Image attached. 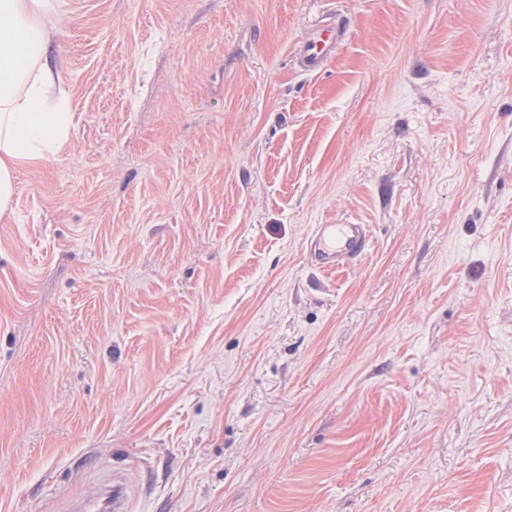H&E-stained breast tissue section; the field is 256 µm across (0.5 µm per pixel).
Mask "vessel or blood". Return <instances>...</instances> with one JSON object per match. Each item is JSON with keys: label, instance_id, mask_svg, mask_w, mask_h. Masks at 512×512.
Segmentation results:
<instances>
[{"label": "vessel or blood", "instance_id": "vessel-or-blood-1", "mask_svg": "<svg viewBox=\"0 0 512 512\" xmlns=\"http://www.w3.org/2000/svg\"><path fill=\"white\" fill-rule=\"evenodd\" d=\"M338 32L327 26L302 43L300 63L308 72L318 71L336 49ZM370 244L364 224H317L313 227L311 250L319 270H338L360 258ZM102 495H88L66 502L63 512H133L134 498L126 477H112Z\"/></svg>", "mask_w": 512, "mask_h": 512}]
</instances>
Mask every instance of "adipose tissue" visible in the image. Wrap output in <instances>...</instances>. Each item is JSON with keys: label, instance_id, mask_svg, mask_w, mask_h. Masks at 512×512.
Segmentation results:
<instances>
[{"label": "adipose tissue", "instance_id": "1", "mask_svg": "<svg viewBox=\"0 0 512 512\" xmlns=\"http://www.w3.org/2000/svg\"><path fill=\"white\" fill-rule=\"evenodd\" d=\"M60 0H0V217L22 166L69 141L63 78L52 54Z\"/></svg>", "mask_w": 512, "mask_h": 512}]
</instances>
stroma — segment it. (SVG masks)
<instances>
[{"label": "stroma", "instance_id": "1", "mask_svg": "<svg viewBox=\"0 0 512 512\" xmlns=\"http://www.w3.org/2000/svg\"><path fill=\"white\" fill-rule=\"evenodd\" d=\"M340 28L315 73L310 30ZM0 218V512H512V0H66ZM317 224L371 244L314 268ZM105 495H88L82 499H70L61 509L63 512H132L134 496L126 476H112L105 483ZM80 499V500H79Z\"/></svg>", "mask_w": 512, "mask_h": 512}]
</instances>
